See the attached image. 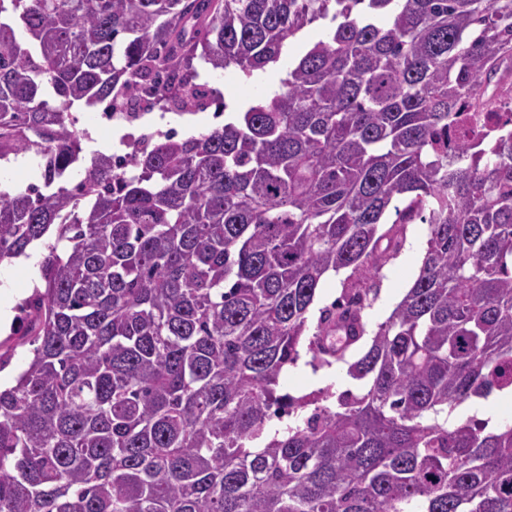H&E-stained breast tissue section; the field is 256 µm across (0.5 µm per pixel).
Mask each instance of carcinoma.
Returning a JSON list of instances; mask_svg holds the SVG:
<instances>
[{
	"label": "carcinoma",
	"instance_id": "obj_1",
	"mask_svg": "<svg viewBox=\"0 0 512 512\" xmlns=\"http://www.w3.org/2000/svg\"><path fill=\"white\" fill-rule=\"evenodd\" d=\"M320 19L224 125L144 134L127 171L83 154L74 105L194 114L195 61L252 78ZM508 83L512 0H0V159L39 158L0 191V264L55 235L0 388V512H512V421H439L512 394V127L448 144ZM348 268L336 346L341 303L309 312ZM303 345L365 389L280 393ZM328 21H318L307 26L298 36L288 45V58H293L311 41L318 39L328 27ZM19 158H23L27 161H31L35 164L36 168H35V172L31 175H28L22 171L18 172L17 173V177H18V181L19 182H11L10 185L8 187H5V186H2V181L7 183L8 181V177L7 175H5V173H9V172H12L18 168H22V167H25L27 166V161H24V162H20L18 164H16L15 166L13 167H10V168H7L5 169L4 171H2V167H0V189L1 191H6V192H10L12 193L15 189H17L18 187H23L25 186L26 184H28L29 182H32L34 181L35 179L29 181L33 175L36 173V170H37V163H38V157H36V155L33 153V152H18L17 154L15 155H10L9 157V161H3V160H0L2 163H6V162H11V161H15ZM427 238V225L411 224L404 249L380 271L377 280L378 299L371 308L366 310L367 318L371 323L383 321L402 298L406 288L417 277L426 250ZM415 242H419L421 245V256L417 261L407 263L404 260L405 254ZM350 273V269L340 270L339 273L327 275L323 281L321 288L318 290L317 298L310 315V326L313 327L319 316V309L325 305H329L340 296L342 290V282Z\"/></svg>",
	"mask_w": 512,
	"mask_h": 512
}]
</instances>
